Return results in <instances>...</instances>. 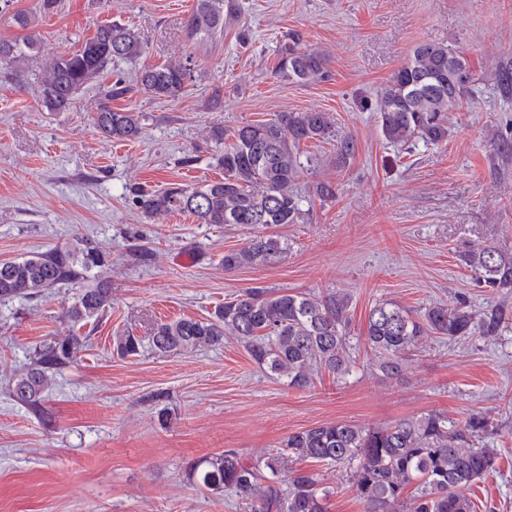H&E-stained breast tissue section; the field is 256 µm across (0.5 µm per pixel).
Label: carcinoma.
Segmentation results:
<instances>
[{"mask_svg": "<svg viewBox=\"0 0 512 512\" xmlns=\"http://www.w3.org/2000/svg\"><path fill=\"white\" fill-rule=\"evenodd\" d=\"M235 14L234 0H196L185 23L188 41L224 33V24L234 20ZM15 22L25 34L0 40V66L24 87L25 74L32 71L41 44L30 16L18 14ZM144 50L145 42L135 29L117 22L104 24L80 49L39 67L34 91L47 110L62 111L76 92L98 84L112 65L136 59ZM191 62L189 55L170 59L141 70L131 85L118 78L104 87L103 106L94 119L100 138H140L142 115L113 110L112 99L133 91L176 100L192 81ZM276 73L291 82L322 80L328 77L327 58L306 49L293 33L281 47ZM474 83L467 60L447 45H417L375 106L384 138L397 147L447 140L450 114L474 97ZM332 137L331 116L318 110L278 112L231 133L213 126L208 138L220 148L214 161L224 169V179L198 186L171 183L161 191L138 194L136 203L151 217L187 212L201 224L261 228L263 233L245 246L224 253V270L273 263L286 246L265 230L302 224L308 216L293 190L304 168L299 147ZM355 151L353 137L337 139L336 167L348 165ZM461 261L485 287L512 291V254L485 245L463 252ZM105 263L98 247L78 237L71 248L55 247L0 264V302L36 299L62 286L78 287L64 310L68 333L40 345L30 367L11 379L8 393L15 403L39 407L51 377L76 359L87 337L73 327L96 322L112 300L109 280L90 279L92 270ZM351 307L349 293L247 288L225 301L209 319L184 318L156 325L148 344L163 356L221 346L230 336L258 366L284 379L288 387L304 390L318 373L339 379L351 372ZM508 319L503 309H491L481 319V327L492 334ZM475 326V315L462 302L434 303L416 310L382 302L369 311L365 344L377 370L397 378L424 341L464 338L472 335ZM142 346V339L130 334L117 339L122 357L138 355ZM488 431L484 417L455 424L437 412L384 428L322 424L288 435L282 448L255 460L232 448L203 456L189 465L188 477L198 490L215 498L226 490L235 492L246 501L249 512H329L331 492L320 486L304 463L345 465L353 469L351 489L364 512H471L470 487L497 469V449L474 446L475 439Z\"/></svg>", "mask_w": 512, "mask_h": 512, "instance_id": "1", "label": "carcinoma"}]
</instances>
